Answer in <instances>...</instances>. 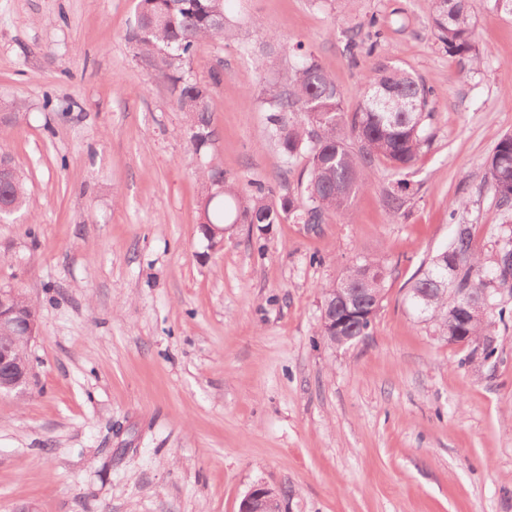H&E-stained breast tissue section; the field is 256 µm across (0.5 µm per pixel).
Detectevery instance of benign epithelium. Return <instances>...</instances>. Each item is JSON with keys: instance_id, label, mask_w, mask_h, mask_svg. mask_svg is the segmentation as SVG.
Listing matches in <instances>:
<instances>
[{"instance_id": "1", "label": "benign epithelium", "mask_w": 512, "mask_h": 512, "mask_svg": "<svg viewBox=\"0 0 512 512\" xmlns=\"http://www.w3.org/2000/svg\"><path fill=\"white\" fill-rule=\"evenodd\" d=\"M378 305L371 298L356 293L343 304L322 305L321 325L325 332L334 334L339 330H354V321L364 312L374 315ZM37 315L31 306H20L13 291H0V384L24 392L29 385L30 363L18 358L16 346L30 345L37 331ZM279 493L264 483L251 487L242 499L239 512H276Z\"/></svg>"}]
</instances>
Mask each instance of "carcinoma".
Listing matches in <instances>:
<instances>
[{
	"label": "carcinoma",
	"instance_id": "1",
	"mask_svg": "<svg viewBox=\"0 0 512 512\" xmlns=\"http://www.w3.org/2000/svg\"><path fill=\"white\" fill-rule=\"evenodd\" d=\"M512 15V0H428L432 29L450 54L480 63L473 38L478 5ZM231 25L224 14V0H138L135 24L128 40L136 54L170 73L177 106L192 130L193 152L206 151L213 141L211 85L185 76L198 46L206 40L229 36ZM288 89H269L263 97L269 112L270 136L285 157L309 155L306 176L297 188L279 197L260 183L242 189L224 182V195L200 212L205 224H279L290 219L316 228L330 215L345 214L353 196L366 184L376 163L384 161L398 173L414 166L430 139L427 128L433 86L412 72L380 64L364 82L361 98L349 109L343 95L319 60L297 44ZM400 99L412 100L415 108L403 112ZM488 185L498 206H512V134L499 140L492 156ZM407 179L387 195V206L398 215L409 200ZM27 189L18 171L0 178V215L21 210ZM512 231L498 242L493 265L484 267L476 250L472 227L458 224L450 245L438 253L417 279L412 295L421 312L446 336L459 328L465 336L486 338L484 359L496 353L490 329L497 320H512V308L492 304L485 315L467 316L461 323L449 314L448 291L466 288L473 294L494 288L512 289ZM386 268L378 258H364L348 266L339 279L323 288V299L341 300L350 288L384 291Z\"/></svg>",
	"mask_w": 512,
	"mask_h": 512
}]
</instances>
